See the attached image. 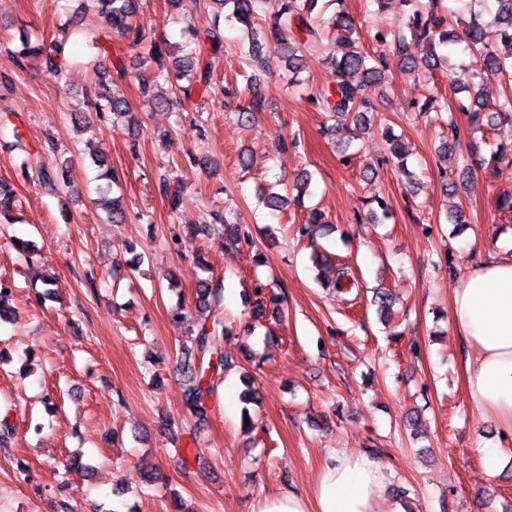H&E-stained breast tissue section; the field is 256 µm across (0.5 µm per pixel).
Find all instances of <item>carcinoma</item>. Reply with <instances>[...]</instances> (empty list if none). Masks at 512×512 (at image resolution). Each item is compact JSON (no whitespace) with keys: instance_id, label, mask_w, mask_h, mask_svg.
I'll use <instances>...</instances> for the list:
<instances>
[{"instance_id":"obj_1","label":"carcinoma","mask_w":512,"mask_h":512,"mask_svg":"<svg viewBox=\"0 0 512 512\" xmlns=\"http://www.w3.org/2000/svg\"><path fill=\"white\" fill-rule=\"evenodd\" d=\"M142 0H94L95 8L113 33L126 39L135 48L141 49L142 70L135 74V80L143 97L151 108L162 111L183 110L185 103L192 101L193 94L200 96L211 92L212 75L204 64V57L224 48V22L235 21L251 35L248 48L249 59L264 69L271 60L288 63V83H301L298 79L300 57L304 51L325 48L328 50L326 63L330 68V81L315 87L309 93V103L326 115L332 124L324 131L336 133L350 126H365L370 123L376 111L373 100L366 90L374 87L384 78L389 69L387 54L383 46L390 44L401 58V70L416 76L433 77V70L442 67L448 71V78L456 85L457 91L471 92L476 75L457 71L451 63L448 48L464 43L473 52L479 53L486 61L487 70L497 75L500 81L512 82V0H495L497 9L494 20L483 21L480 14L466 15L450 10L448 14L438 12V0H405L411 5L406 27L409 34L400 33L389 37V32L378 31L373 36L382 50L368 52L360 47L361 35L354 18L343 8L344 0H332L337 5L334 13L326 18L320 0H215L226 14L216 15L212 25L202 31L188 25L182 32L185 39L194 44V50L173 61V71L162 63L166 51L164 44L145 43V33L138 22L139 4ZM426 44L427 53L421 59L408 54L407 39ZM34 56L43 68L59 73L65 65V42L60 39L42 40L35 53L22 50L15 57V64L24 68L25 60ZM112 75L102 67L97 71L94 83L86 87L85 94L94 101L99 114H127L131 112L125 98L113 92ZM264 99L254 94L237 105L238 121L247 126L263 111ZM469 122L481 124L488 130L508 141L498 144L497 151L490 155V161L512 158V91L504 88L497 106H488L481 94L470 98ZM24 169L34 168L41 184L51 191L58 190L59 176L53 166L46 162L41 152L26 153L22 162ZM105 204L109 218L121 222L125 211L119 199L99 197L96 204ZM15 191L0 179V237L5 246L17 254L18 269H32L42 260L40 251L30 241L6 232V227L15 223L13 216ZM229 211L222 209L215 213L216 224H210L202 232L217 234L228 240L241 241L250 238L242 224L227 217ZM15 281L0 277V320L13 317L11 306ZM257 296L254 313L263 312L264 305L279 308L282 297L272 288L255 285ZM224 300L223 283L206 279L196 288V308L199 311L214 309L213 319L207 318L189 327V336L182 344L180 368L183 377L182 399L188 412L196 419H204L211 411L210 402L224 373L229 355L224 349L229 330L218 309Z\"/></svg>"}]
</instances>
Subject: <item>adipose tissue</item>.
Here are the masks:
<instances>
[{"instance_id": "adipose-tissue-1", "label": "adipose tissue", "mask_w": 512, "mask_h": 512, "mask_svg": "<svg viewBox=\"0 0 512 512\" xmlns=\"http://www.w3.org/2000/svg\"><path fill=\"white\" fill-rule=\"evenodd\" d=\"M455 332L472 352L464 384L475 408L512 432V249L498 250L472 268L453 290ZM387 477L363 455L331 453L310 492L265 496L255 512H382Z\"/></svg>"}]
</instances>
